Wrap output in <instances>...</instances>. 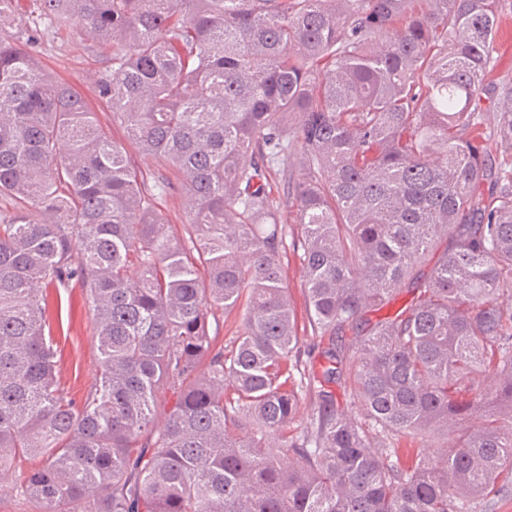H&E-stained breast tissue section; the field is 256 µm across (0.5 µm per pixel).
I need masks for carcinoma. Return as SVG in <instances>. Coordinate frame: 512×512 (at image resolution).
<instances>
[{
  "label": "carcinoma",
  "mask_w": 512,
  "mask_h": 512,
  "mask_svg": "<svg viewBox=\"0 0 512 512\" xmlns=\"http://www.w3.org/2000/svg\"><path fill=\"white\" fill-rule=\"evenodd\" d=\"M15 2L0 0V472L43 459L15 496L39 512H471L495 492L512 474V87L488 80L503 0H32L22 36ZM46 25L112 44L98 97L182 174L184 233L43 73ZM296 151L316 361L269 190ZM74 278L99 355L78 402L43 294ZM235 309L219 347L217 312ZM347 380L360 421L332 390ZM430 437L439 455L392 461Z\"/></svg>",
  "instance_id": "obj_1"
}]
</instances>
